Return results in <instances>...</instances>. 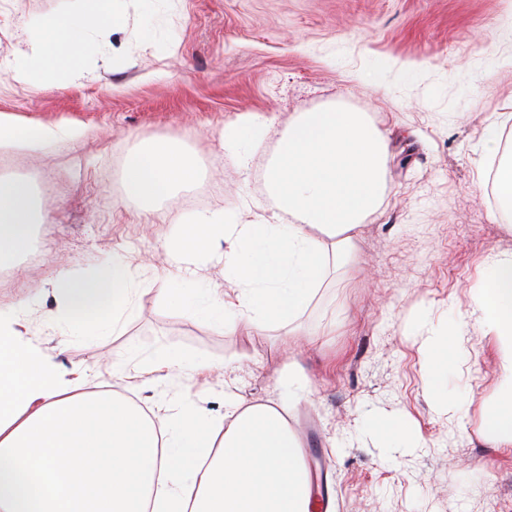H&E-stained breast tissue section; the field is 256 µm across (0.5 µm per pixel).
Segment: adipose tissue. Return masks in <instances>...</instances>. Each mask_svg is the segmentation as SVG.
I'll return each instance as SVG.
<instances>
[{"label":"adipose tissue","instance_id":"1","mask_svg":"<svg viewBox=\"0 0 512 512\" xmlns=\"http://www.w3.org/2000/svg\"><path fill=\"white\" fill-rule=\"evenodd\" d=\"M123 21L120 0H76L28 26L20 55L0 73L39 88L84 77L90 57ZM84 127L28 122L0 111V146L30 151L78 142ZM386 136L359 112L326 107L302 113L282 135L266 181L271 216L227 223L202 210L180 224L164 248L172 267L170 305L232 331L290 325L310 304L332 263L350 261L365 217L381 202ZM199 177L196 164L165 138L137 142L122 172V202L143 208ZM47 218L29 186L0 176V270L34 248ZM224 251L231 292L198 288V260ZM138 268L123 259L93 274L61 273L47 321L75 332L123 331ZM473 312L495 345L500 399L483 418L498 448L512 447V258L490 263L472 295ZM25 303L0 304V512H311V481L286 405L227 401L224 413L199 408L183 388L162 413L81 380L28 332ZM457 330L429 346V394L448 400ZM204 358L159 349L133 378L153 385L210 369Z\"/></svg>","mask_w":512,"mask_h":512}]
</instances>
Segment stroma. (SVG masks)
<instances>
[{"instance_id":"1","label":"stroma","mask_w":512,"mask_h":512,"mask_svg":"<svg viewBox=\"0 0 512 512\" xmlns=\"http://www.w3.org/2000/svg\"><path fill=\"white\" fill-rule=\"evenodd\" d=\"M73 0H0V58L24 50L23 28ZM84 78L51 90L0 82V111L87 129L77 143L10 153L6 175L29 182L49 213L39 245L0 271V303L28 300L41 325L64 271L93 272L121 257L150 263L125 329L81 336L61 360L89 391H117L158 408L112 368L116 352L149 360L162 348L211 361L196 376L198 406L224 398L273 404L289 375L308 392L290 402L313 474L334 512H512V447L486 437L483 415L499 396L496 350L470 306L487 263L512 255V210L490 200L494 164L474 150L486 128L512 113V0H126ZM380 70L379 83L365 73ZM360 112L388 143L382 203L362 222L353 261L330 275L286 329L224 328L183 313L162 294V248L194 210L249 221L273 210L266 169L301 113ZM242 116L265 124L241 150L222 148ZM166 137L200 176L150 214L120 204L135 142ZM466 328L448 394H428L433 336ZM404 418L423 445L388 450L367 428L373 415Z\"/></svg>"}]
</instances>
